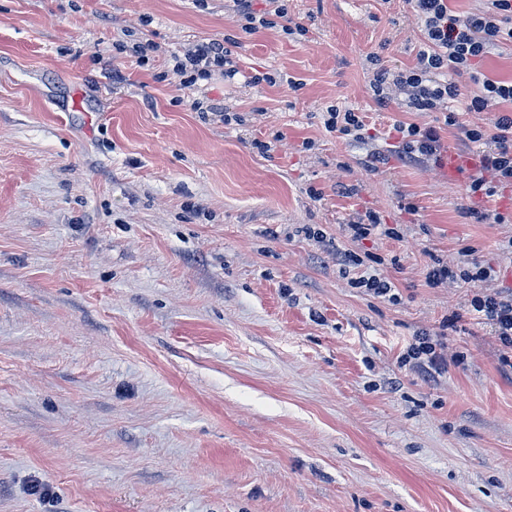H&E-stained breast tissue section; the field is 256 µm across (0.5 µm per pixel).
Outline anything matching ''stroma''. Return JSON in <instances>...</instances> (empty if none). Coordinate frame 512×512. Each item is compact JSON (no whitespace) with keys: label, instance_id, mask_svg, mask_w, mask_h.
<instances>
[{"label":"stroma","instance_id":"stroma-1","mask_svg":"<svg viewBox=\"0 0 512 512\" xmlns=\"http://www.w3.org/2000/svg\"><path fill=\"white\" fill-rule=\"evenodd\" d=\"M287 6L306 35L224 0H0V512H512V361L469 307L512 287V187L472 195L459 134L498 109L466 73L452 126L375 100L416 63L407 0ZM205 38L239 73L181 88ZM403 123L439 160L399 159ZM368 211L401 238L350 240ZM435 258L495 278L434 288ZM421 330L463 355L434 382L400 363ZM327 114L328 118L324 121L326 129L343 136L357 137L359 135L357 132L364 126L363 120L350 109L341 112L337 108H331ZM356 276H352L349 278L348 283L350 287L353 288H365L367 292H370L377 296H386L388 295L392 289V283L378 277L375 274L367 275H358L353 273ZM358 275V276H357Z\"/></svg>","mask_w":512,"mask_h":512}]
</instances>
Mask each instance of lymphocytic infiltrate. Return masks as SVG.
Wrapping results in <instances>:
<instances>
[{"label": "lymphocytic infiltrate", "instance_id": "1", "mask_svg": "<svg viewBox=\"0 0 512 512\" xmlns=\"http://www.w3.org/2000/svg\"><path fill=\"white\" fill-rule=\"evenodd\" d=\"M408 5L422 24L417 62L395 74L376 70L371 88L378 101L394 94L415 111L436 112L458 96L456 85L444 80V73L471 71L493 48L512 42V0H490L487 9L464 17L456 15L451 0H408ZM218 69L229 78L237 73L223 42L216 39L197 42L174 67L185 88L210 79ZM496 127L498 133L491 138L481 129L461 133L465 144L483 148L479 168L470 177L472 194L488 196L495 186L512 185V115L499 116ZM470 307L477 318L490 324L501 344L512 349V289L473 294ZM406 361L423 379L436 380L448 369L447 336L441 332L413 336Z\"/></svg>", "mask_w": 512, "mask_h": 512}]
</instances>
